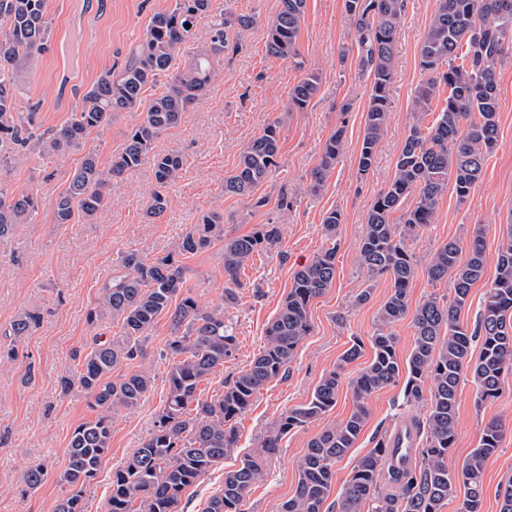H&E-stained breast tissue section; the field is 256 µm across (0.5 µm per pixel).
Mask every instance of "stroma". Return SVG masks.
Instances as JSON below:
<instances>
[{"mask_svg":"<svg viewBox=\"0 0 512 512\" xmlns=\"http://www.w3.org/2000/svg\"><path fill=\"white\" fill-rule=\"evenodd\" d=\"M171 4L172 0H48L52 40L34 66L17 72L21 110L36 106L35 124L40 129L60 126L78 104L83 89L106 68L122 65L141 43L151 16ZM213 7L253 16L256 23L241 36L231 37L206 94L185 112L179 126L154 144L155 152L176 150L185 160L180 178L169 189L171 208L163 216L145 215L155 187L148 163L114 179L103 207L85 224L53 221L55 199L65 189L83 150L53 162L35 151L20 152L0 171V181L7 187L32 192L38 198L30 223L16 225L0 238V347L13 344L18 350L16 359L0 361V512H54L67 490L61 475L71 433L97 411L81 387L61 394L58 380L73 366L75 352L93 337L109 340L120 334L109 315L92 323L86 320L88 311L98 304L102 281L119 252L135 249L151 259L174 252L186 230L211 210L223 212L226 234L245 235L256 225L276 224L281 237L271 253L254 256L241 271L238 301L227 307L222 304L226 279L217 248L183 260L193 296L202 306L223 307L224 320L237 336L233 356L202 386L207 398L221 393L224 381L249 365L263 345L266 324L275 316L294 273L326 247L323 214L339 210L343 222L334 283L310 305L311 335L298 347L289 370L271 379L238 418L237 447L186 490L183 512H205L210 496L224 483L225 471L238 468L246 454L257 453L259 442L274 430L281 415L309 401L321 377L335 368L358 338L366 346L361 357L344 366L335 407L321 420L282 439L278 452L267 461L263 478L248 492L245 512H280L295 490L297 462L308 441L325 427L341 423L352 410L353 383L371 359L367 343L391 291L389 278L367 282L358 264V246L370 204L389 181L413 122L415 92L425 79L419 45L436 2L405 0L390 85V119L373 166L364 176L358 173L357 158L369 80L357 66L354 30L344 0H307L299 36L304 62L300 69L266 51V27L279 9V0H214ZM310 71L322 75L318 96L305 111H286L290 88ZM498 98V142L485 160L481 178L465 202H458L455 193H446L439 201L435 224L409 243L417 260L409 294V305L414 308L433 294L452 298L450 284L428 279V265L443 244L454 241L468 249L474 229H482L484 276L472 287L460 314L461 323L471 328L478 323L484 294L496 274L499 245L512 221V61L498 72ZM346 101L352 108L345 113L340 106ZM277 118L282 121L279 166L258 188V195L267 197L269 203L256 210L250 199L226 195L224 179L234 173L244 146ZM136 121L135 113H115L111 125L91 136L84 150H97L101 162H109L122 149ZM339 127L345 130L344 150L324 187L310 191V173L320 160L324 142ZM283 188L297 197L293 210L284 215L276 208ZM366 288L371 291L370 299L357 303V295ZM26 309L40 310L42 323L32 335L12 342L4 331ZM169 336L168 318L159 317L145 342L146 357L134 365L135 370L151 374L153 388L140 408L114 415L111 448L85 489L87 512H104L113 470L153 430L166 396L168 363L160 352ZM29 365L35 368V381L26 385L22 377ZM369 407L371 414L358 441L335 466L329 505L337 504L356 461L379 437L424 413L423 406L404 404L398 385L375 392ZM456 417L457 443L448 459L452 471L461 469L489 421L503 426L500 447L485 465L482 505V512H499V490L512 481V373L505 375L498 398L486 402L479 401L470 377H463ZM37 463L46 466L47 479L37 491L25 492L24 473Z\"/></svg>","mask_w":512,"mask_h":512,"instance_id":"1","label":"stroma"}]
</instances>
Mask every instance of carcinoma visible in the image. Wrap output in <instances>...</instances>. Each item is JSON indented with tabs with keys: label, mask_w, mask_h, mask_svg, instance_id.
Masks as SVG:
<instances>
[{
	"label": "carcinoma",
	"mask_w": 512,
	"mask_h": 512,
	"mask_svg": "<svg viewBox=\"0 0 512 512\" xmlns=\"http://www.w3.org/2000/svg\"><path fill=\"white\" fill-rule=\"evenodd\" d=\"M307 0H280L267 24L269 56L303 68L299 35ZM212 0H175L174 7L152 15L145 37L121 67L104 71L81 96V104L57 128L40 133L32 117H24L18 102L13 71L31 66L50 46L47 0H0V170L15 153L39 150L55 161L69 149H79L89 137L112 123L116 112H136L138 120L123 149L109 165L98 154H85L57 196L56 224H77L93 219L101 209L112 179L152 163L159 189L150 195L146 215L162 216L171 205L166 189L180 177L183 156L153 152V144L179 125L190 105L202 97L212 80L215 64L224 58L229 32L247 30L249 15L227 10L211 13ZM354 27L357 65L370 79L358 170L367 174L376 147L389 122V87L395 70V45L403 0H344ZM212 15L205 49L175 66L183 46L196 33L198 21ZM190 27H185V24ZM512 54V0H436L433 19L419 49L420 66L428 77L414 96V122L406 135L394 173L378 192L366 216L358 260L369 280L386 276L392 291L380 310L371 336L372 358L353 385L352 411L338 425L312 438L300 457L298 481L281 512H329L334 467L354 447L369 417L373 393L403 384L406 402L422 404L426 413L404 426L405 450L391 438L381 437L374 448L353 466L338 501L339 512H440V505L457 489L464 491L461 512H481L486 461L499 448L501 425L484 427L477 448L461 470H448V455L456 448V407L461 376L471 375L480 401L499 396L501 381L512 371V224L497 253L496 276L488 288L478 324L471 330L460 322L471 288L485 268L484 241L476 232L468 256L450 241L434 255L427 269L433 283L451 280L453 299H425L412 318L413 348L400 359L391 325L409 309V288L416 277V261L407 240L418 237L437 218L439 200L453 191L459 201L468 198L482 175L486 157L498 140L497 66ZM321 76L307 73L288 95L286 111L301 112L319 91ZM448 88L444 105L425 125L441 87ZM150 96H145V93ZM281 121L269 123L263 133L242 150L237 169L224 180V193L252 198L253 207L268 204L254 191L272 176L280 151ZM344 149V129L325 140L320 161L311 172L310 189H321ZM36 198L0 183V238L14 225L25 224ZM402 214V224L390 216ZM342 215L329 210L322 217V232L329 245L293 277L288 294L264 331V345L247 369L223 385L222 394L201 399L200 385L224 365L237 349L232 327L224 323V307L207 310L185 288L186 267L179 256L194 255L219 246L229 287L223 301H237L239 274L253 256L280 242L279 227L260 224L241 236L224 234V214L212 211L182 236L177 251L149 259L123 251L101 288L98 305L90 310L92 322L102 313L119 325L120 337L95 339L83 350L73 369L60 377L62 394L80 386L93 400L97 416L77 425L70 437L62 480L69 487L55 512H87L84 487L106 456L112 439V415L133 410L146 400L153 378L143 372L112 373L146 355L144 340L156 319L169 316L171 334L160 356L169 360L167 394L148 439L112 472V489L105 512H179L183 493L196 484L237 443L236 419L273 378L286 371L298 346L310 335L308 310L314 299L330 288L336 277L338 229ZM41 313L26 310L12 321L8 335L29 336L41 324ZM480 354L472 359L474 339ZM363 342L353 340L334 370L322 377L310 400L286 411L276 429L266 435L261 455H248L237 469L224 473V484L209 500L205 512H243L249 489L262 479L266 456L279 448L282 437L323 418L335 405L344 366L357 360ZM46 478L40 464L29 467L25 484L39 489Z\"/></svg>",
	"instance_id": "1"
}]
</instances>
